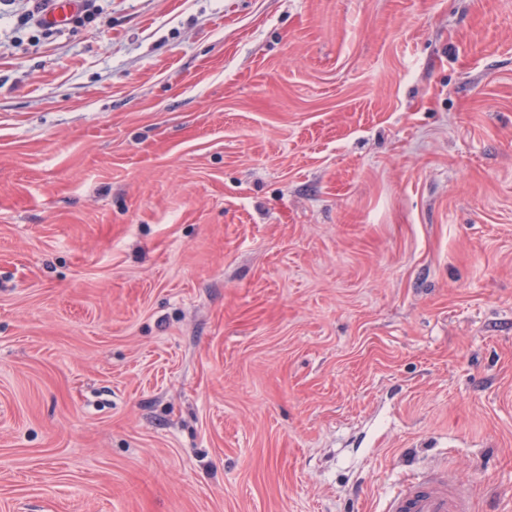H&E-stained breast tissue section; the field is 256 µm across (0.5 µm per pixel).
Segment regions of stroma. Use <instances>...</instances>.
Wrapping results in <instances>:
<instances>
[{
    "instance_id": "obj_1",
    "label": "stroma",
    "mask_w": 512,
    "mask_h": 512,
    "mask_svg": "<svg viewBox=\"0 0 512 512\" xmlns=\"http://www.w3.org/2000/svg\"><path fill=\"white\" fill-rule=\"evenodd\" d=\"M0 0V512H512V0ZM53 7L45 19L51 27H65L71 24L76 12L78 0H52ZM470 487L452 470L411 474L386 496L382 512H472Z\"/></svg>"
}]
</instances>
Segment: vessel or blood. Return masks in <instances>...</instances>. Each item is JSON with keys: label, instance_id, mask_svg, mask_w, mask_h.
I'll return each mask as SVG.
<instances>
[{"label": "vessel or blood", "instance_id": "b4317fda", "mask_svg": "<svg viewBox=\"0 0 512 512\" xmlns=\"http://www.w3.org/2000/svg\"><path fill=\"white\" fill-rule=\"evenodd\" d=\"M76 12L77 0H53L45 19L50 26L64 27ZM382 512H472L469 487L450 470L411 474L389 491Z\"/></svg>", "mask_w": 512, "mask_h": 512}]
</instances>
